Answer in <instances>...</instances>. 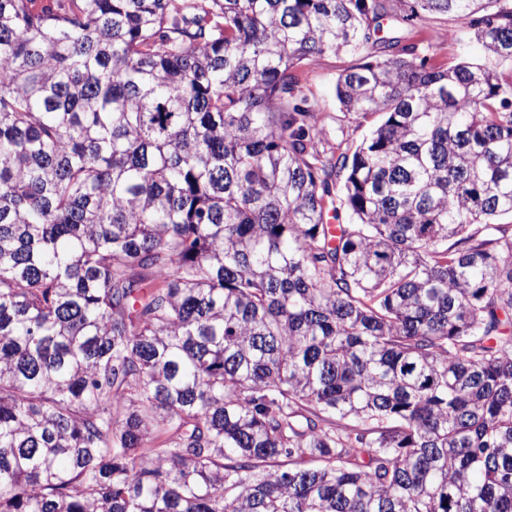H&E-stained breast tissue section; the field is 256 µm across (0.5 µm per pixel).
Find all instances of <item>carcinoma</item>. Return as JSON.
<instances>
[{"mask_svg":"<svg viewBox=\"0 0 512 512\" xmlns=\"http://www.w3.org/2000/svg\"><path fill=\"white\" fill-rule=\"evenodd\" d=\"M398 2L512 66V0H0V512H512V81ZM393 36L413 37L421 46L434 65L451 66L462 58L483 60L481 46L474 38L473 32L460 20L447 15L422 14L413 25L398 23ZM453 32L455 37L447 42L440 37L446 32ZM364 55H324L304 61L297 69L303 86V93L310 102L325 115L330 116L326 121V138L330 144L341 141L352 148L361 142L377 124L375 116L369 122L358 126L357 123L342 118L340 105L336 99L335 86L338 76L346 69L363 61ZM336 117L342 121L336 122ZM347 143V144H346Z\"/></svg>","mask_w":512,"mask_h":512,"instance_id":"obj_1","label":"carcinoma"}]
</instances>
